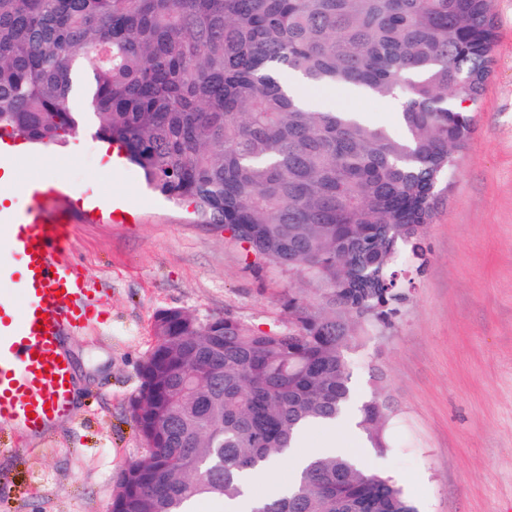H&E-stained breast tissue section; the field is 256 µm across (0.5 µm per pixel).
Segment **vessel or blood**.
Instances as JSON below:
<instances>
[{"label":"vessel or blood","mask_w":512,"mask_h":512,"mask_svg":"<svg viewBox=\"0 0 512 512\" xmlns=\"http://www.w3.org/2000/svg\"><path fill=\"white\" fill-rule=\"evenodd\" d=\"M48 187L29 194L21 211L0 215V427L50 440L73 415L74 366L64 346L99 306L71 252L73 216Z\"/></svg>","instance_id":"b4317fda"}]
</instances>
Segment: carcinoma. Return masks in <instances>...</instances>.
<instances>
[{"instance_id": "1", "label": "carcinoma", "mask_w": 512, "mask_h": 512, "mask_svg": "<svg viewBox=\"0 0 512 512\" xmlns=\"http://www.w3.org/2000/svg\"><path fill=\"white\" fill-rule=\"evenodd\" d=\"M497 39L493 0H0V138L48 145L94 127L197 223L315 284L288 295L283 331L155 316L133 399L146 453L112 512L222 507L245 472L348 405L347 353L396 326L409 273L427 269V225ZM294 73L403 100L400 132L306 110ZM357 412L385 454L389 406L373 397ZM253 512L418 509L393 477L318 456Z\"/></svg>"}]
</instances>
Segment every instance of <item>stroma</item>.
<instances>
[{
    "label": "stroma",
    "mask_w": 512,
    "mask_h": 512,
    "mask_svg": "<svg viewBox=\"0 0 512 512\" xmlns=\"http://www.w3.org/2000/svg\"><path fill=\"white\" fill-rule=\"evenodd\" d=\"M494 17L492 72L427 227V270L395 329L349 356L356 395L385 399L403 439L386 456L368 453L366 465L402 478L420 512H512V0H495ZM27 153L28 179L45 175L47 157L63 159L78 211L71 257L106 301L70 340L81 391L73 422L35 449L0 429V444L14 448L0 456V512H111L122 470L145 453L130 401L156 314L229 312L284 329L297 282L255 264L223 230L194 223L138 167L101 179L92 131ZM90 195L111 197V210H84Z\"/></svg>",
    "instance_id": "1"
}]
</instances>
